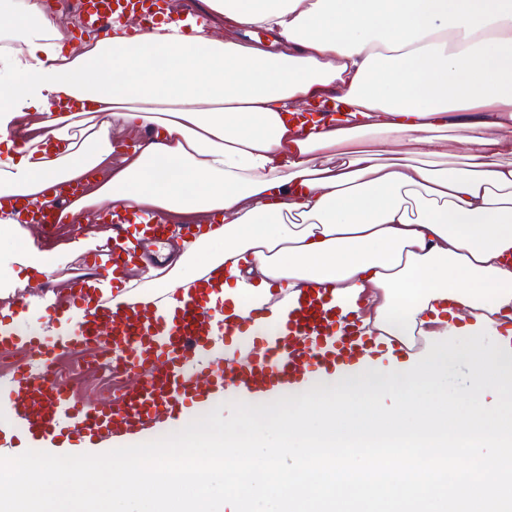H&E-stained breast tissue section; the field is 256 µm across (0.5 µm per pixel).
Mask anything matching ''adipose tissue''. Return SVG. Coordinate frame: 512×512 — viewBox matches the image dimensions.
<instances>
[{"label":"adipose tissue","instance_id":"1","mask_svg":"<svg viewBox=\"0 0 512 512\" xmlns=\"http://www.w3.org/2000/svg\"><path fill=\"white\" fill-rule=\"evenodd\" d=\"M204 25L72 43L42 0H0V316L17 290L106 242L39 249L17 208L124 204L194 240L159 241L171 306L199 282L235 313L327 285L403 342L475 327L512 344V0H201ZM257 27L278 53L231 39ZM227 31L217 37L216 29ZM330 99L343 117H303ZM467 144L440 164L444 135ZM136 140L118 153L120 138ZM410 144L404 155L395 143Z\"/></svg>","mask_w":512,"mask_h":512}]
</instances>
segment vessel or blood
Returning <instances> with one entry per match:
<instances>
[{
  "instance_id": "vessel-or-blood-1",
  "label": "vessel or blood",
  "mask_w": 512,
  "mask_h": 512,
  "mask_svg": "<svg viewBox=\"0 0 512 512\" xmlns=\"http://www.w3.org/2000/svg\"><path fill=\"white\" fill-rule=\"evenodd\" d=\"M167 0H79L82 33L106 39L114 25L135 22L141 31L170 20ZM61 191L52 203L22 207V220L50 234L69 200ZM116 243L109 258L89 255L84 272L102 266L121 271L134 256L128 248V217L112 218ZM322 287L308 288L274 329H266L268 307L228 318L223 307H210L203 291L190 286L167 309L142 300L116 305L88 302L73 294L52 299L39 314L58 326L57 336L26 335L35 314L19 301L15 318L0 325V347L13 346L25 335V346L37 365L18 363L7 386H0V444L13 448L38 436L55 435L72 447L92 448L107 437H127L149 429L159 420L176 417L187 404H205L215 395L284 391L306 373L321 367L359 360L365 352L382 353L384 345L361 337L354 317L327 305ZM91 350L110 354L112 373L121 396L112 405L73 398L72 383L57 377L56 351Z\"/></svg>"
}]
</instances>
